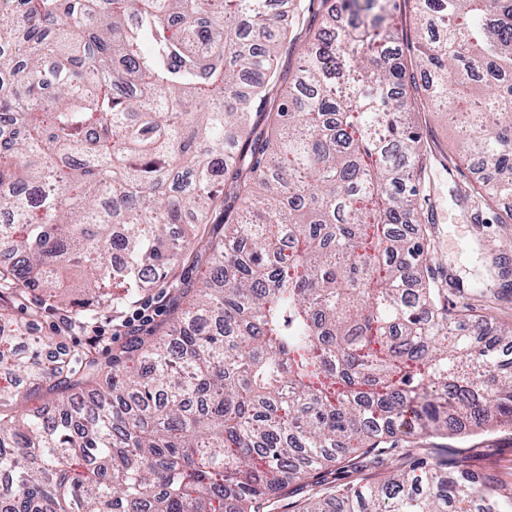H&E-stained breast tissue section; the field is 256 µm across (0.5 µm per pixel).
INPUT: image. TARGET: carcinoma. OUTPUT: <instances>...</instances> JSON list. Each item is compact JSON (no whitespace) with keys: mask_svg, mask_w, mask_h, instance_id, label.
I'll return each instance as SVG.
<instances>
[{"mask_svg":"<svg viewBox=\"0 0 512 512\" xmlns=\"http://www.w3.org/2000/svg\"><path fill=\"white\" fill-rule=\"evenodd\" d=\"M327 16L267 133L288 26L272 0H0V512H262L267 490L341 456L376 479L304 512H512V487L410 447L512 426V324L454 304L419 224L418 89L452 113L464 195L512 224V0H414L432 16L408 82L384 0ZM209 278L164 333L103 361L29 337L13 304L42 289L88 325L164 287L180 224ZM81 275L78 307L56 289ZM65 393L26 413L20 393Z\"/></svg>","mask_w":512,"mask_h":512,"instance_id":"1","label":"carcinoma"}]
</instances>
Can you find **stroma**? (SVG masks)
Wrapping results in <instances>:
<instances>
[{
  "label": "stroma",
  "instance_id": "stroma-1",
  "mask_svg": "<svg viewBox=\"0 0 512 512\" xmlns=\"http://www.w3.org/2000/svg\"><path fill=\"white\" fill-rule=\"evenodd\" d=\"M426 146L425 193L420 221L432 231L436 249L435 277L448 287L467 291L477 284L500 294L497 321L512 323V288L502 289L503 260L512 261V225L498 221L499 212L487 206L460 201L459 188L477 180L480 170L459 160L456 128L447 113L420 107L411 113ZM206 271L204 257L185 251L176 266L170 286L142 293L119 310L99 314L91 327L69 331L67 345L95 346L99 358L108 359L114 348L127 341L123 322L136 310L147 315L143 331H162L171 320L188 309L195 288ZM431 454L448 458L466 457L474 471L493 472L504 485H512V429L474 433L467 436L431 438Z\"/></svg>",
  "mask_w": 512,
  "mask_h": 512
}]
</instances>
